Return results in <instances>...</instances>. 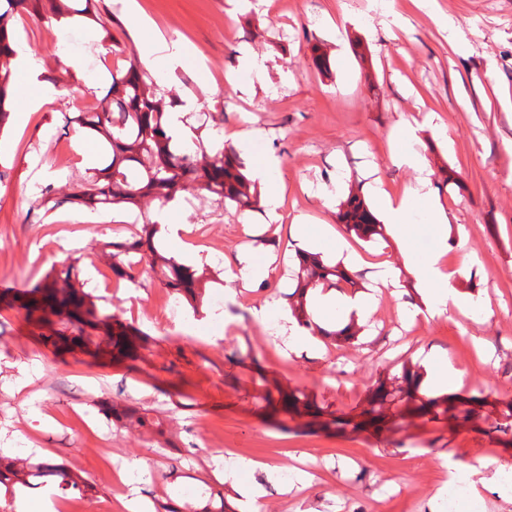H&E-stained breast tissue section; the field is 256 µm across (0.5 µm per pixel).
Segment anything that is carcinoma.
<instances>
[{
  "label": "carcinoma",
  "mask_w": 512,
  "mask_h": 512,
  "mask_svg": "<svg viewBox=\"0 0 512 512\" xmlns=\"http://www.w3.org/2000/svg\"><path fill=\"white\" fill-rule=\"evenodd\" d=\"M27 0H0V129L10 116L11 78L15 55V29L20 10ZM91 0H35L33 20L52 23L59 17H92L101 28L106 21L92 14ZM170 103L164 90L151 74L130 64L127 69L112 73L106 94L96 109L62 113L60 130L66 132L76 126L84 129L91 143L108 159L104 171L87 169L76 180L75 191L59 194L49 188L42 194L40 206L47 211L67 204L82 205L92 211L113 207L136 206L149 198L164 206L174 200L177 192L192 188L209 196L218 204L238 211L257 207V192L238 152L232 148L204 146L197 141L193 149H180L172 144L167 133ZM139 230L122 241L105 242L101 247L104 258L112 261V274L132 285L138 284L136 267L145 264L152 271H160L163 284L190 301L196 300L197 290L205 279L196 271L162 254L155 244L156 224L141 214ZM338 219L348 232L371 242L383 235L384 225L365 202L363 196L351 193L339 208ZM297 270L292 274L293 291L287 294L288 311L299 326L312 334L319 327L308 315V294L315 289L363 288L365 279L359 272L351 273L341 263H328L318 253L297 256ZM0 301L25 311L26 319L38 325L50 326V333L40 337L52 342L55 354L61 355L80 349L94 363L103 365V355L112 364H126V369H137L136 362L145 360L144 352L152 351L157 339L133 324L123 322L114 313L100 311L93 296L85 292L73 273V268L48 274L42 280L11 291ZM360 328L355 320L341 329L328 332L338 345L358 338ZM250 365L261 382V400L268 408L266 418L276 427L288 431L314 424L323 430L354 425L334 413L324 414L310 396L295 389L284 391L278 381L268 377L255 358ZM422 373L417 365L405 363L398 374L381 378L371 390L367 408L369 424L376 425L387 419L412 420L428 417L432 420L448 419L458 424L488 423V429L498 434V443L512 447V400H500L495 416H483L480 408L488 404V396L461 393L429 396L421 392ZM101 413L106 420L128 432L151 431L163 439L167 447L173 446L172 436L161 428V419L152 415V409L128 400L110 399L102 402ZM58 478V487L77 490L84 497L97 493L94 485L64 467L50 461L33 463L30 459L9 458L0 455V489L12 495L19 486L37 488V478Z\"/></svg>",
  "instance_id": "carcinoma-1"
}]
</instances>
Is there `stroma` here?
I'll list each match as a JSON object with an SVG mask.
<instances>
[{"label":"stroma","instance_id":"35a3bbf8","mask_svg":"<svg viewBox=\"0 0 512 512\" xmlns=\"http://www.w3.org/2000/svg\"><path fill=\"white\" fill-rule=\"evenodd\" d=\"M94 5L110 19V33L82 20L64 30L54 23L17 29L41 57L47 80H67L72 90L47 102L42 86L13 74V114L0 133V285L19 288L78 260L79 279L99 304L160 343L142 371L96 366L85 355H57L37 344L22 313L0 302V448L38 446L94 484L96 502L111 504L112 512L124 510L99 453L104 441L115 466L147 463L152 475L137 487L147 503L173 495L195 512L205 504L199 490L206 484L223 491L235 512L251 508L212 466L211 453L221 444L274 468L259 499L263 512H440L435 491L445 457L466 466L512 463V447L471 424L419 419L379 432L282 431L264 420L251 372L227 359L235 351L252 355L285 389L304 390L320 407L350 416L365 407L375 381L406 360L427 376L439 358H451L462 373L457 391L512 397V110L503 106L512 101V0H436L438 16L455 23L453 35L411 0H297L291 11L280 0ZM132 10L149 26L134 28ZM340 17L347 20L341 31ZM159 37L188 48L164 91L194 100L190 126L206 140L223 130L228 147L238 134L258 130L240 157L248 168L278 157L275 177L284 186L279 224L263 211L222 210L192 191L177 195L168 216L180 227L178 237H156L165 255L177 256L192 243L197 226L224 238L223 255L199 250L216 279L203 282L195 309L149 270L136 286L114 279L97 254L100 243L129 237L124 221L149 203L111 210L108 224L83 207L48 212L37 205L46 186L72 191L69 176L85 170L79 153L87 138L78 130L61 132V113L82 111L104 95L112 69L138 59L143 44ZM66 38L72 55L87 58L84 73H74L60 55ZM247 50L272 55L268 79L244 73L235 88L223 76L204 77L207 63L234 69ZM319 53L327 68L317 65ZM407 122L418 123V142L397 137ZM413 148L431 171L445 168L454 178L447 185L433 181L432 188L446 208L449 238L468 242V256H446L450 266L469 267L455 283L474 307L467 316L453 308L431 315L404 272L440 239L423 214L413 216L417 234L409 252L388 234L367 242L347 233L337 218L340 202L362 187L367 173H376L392 195L415 184L418 171L397 161ZM295 218L305 237L326 235V261H335L336 240L344 238L371 294L382 293L378 261L402 270V295L392 301L395 326L370 317L353 343L284 346L276 331L297 248L287 233ZM239 250L270 271L248 290L224 266ZM176 390L195 405L173 404L169 394ZM118 393L157 409L175 437L167 456L159 455L155 436L106 421L97 402Z\"/></svg>","mask_w":512,"mask_h":512}]
</instances>
